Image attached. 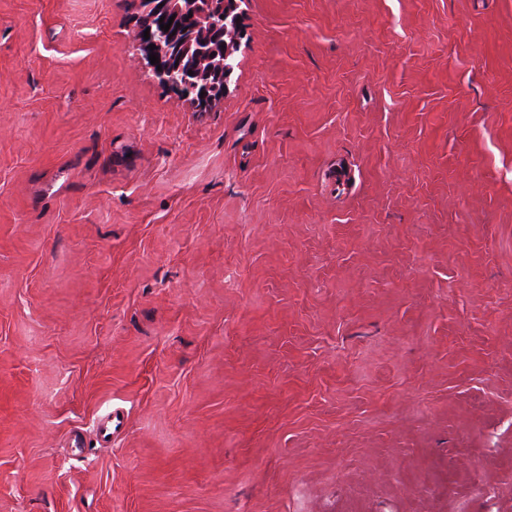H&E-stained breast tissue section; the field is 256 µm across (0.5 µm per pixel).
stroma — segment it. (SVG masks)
I'll return each instance as SVG.
<instances>
[{
	"label": "stroma",
	"mask_w": 512,
	"mask_h": 512,
	"mask_svg": "<svg viewBox=\"0 0 512 512\" xmlns=\"http://www.w3.org/2000/svg\"><path fill=\"white\" fill-rule=\"evenodd\" d=\"M239 10L0 0V512H512V0ZM141 14L137 17L136 25L133 30L132 39L137 45L142 48L146 55L149 57L150 53L156 54L158 63L149 64L148 68L151 70L154 79L158 82L156 75L162 78L166 83L161 84L165 88L177 92L183 98L189 100L196 107L207 109L212 107L216 102L220 101L224 96L226 88V80L230 74L225 72L224 60L218 56L213 62L219 63V68L208 73L197 72L192 66V50L196 46V39L200 37L195 27L187 34L181 45L171 47L173 42V35L169 37V45L164 47L165 36L163 35L164 29L160 28V24H167L168 18L174 8V0H142L140 1ZM163 4V7H159ZM164 17L163 23H160V18ZM158 19L157 21H155ZM150 28L149 38H144V31ZM150 44L155 45V49L149 48ZM178 63V66H175ZM158 65H161V71L157 70ZM188 71L193 72V77L196 81L188 78ZM175 73L182 76V82H173L167 77H173ZM198 81H201L202 87L199 88ZM159 83V82H158ZM160 84V83H159ZM219 85H222L221 93L214 96ZM238 2L236 0H222L219 4H214L212 18H206L204 14L200 19L204 20L207 29H204L201 38H212L215 34H221L231 31V35L239 43L240 34H243L240 12H238ZM224 15V18H221ZM231 28V29H229ZM125 425V417L122 412L118 410L111 411L102 416L97 425V432L101 441L109 443L112 441V436L119 433Z\"/></svg>",
	"instance_id": "obj_1"
}]
</instances>
